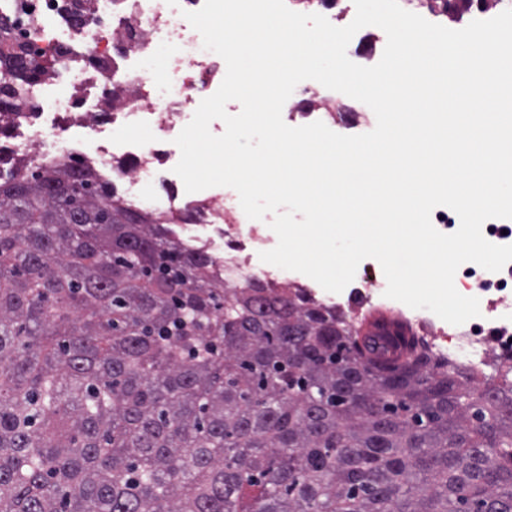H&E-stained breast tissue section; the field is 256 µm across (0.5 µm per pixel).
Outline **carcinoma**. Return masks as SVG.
Returning a JSON list of instances; mask_svg holds the SVG:
<instances>
[{"label": "carcinoma", "mask_w": 512, "mask_h": 512, "mask_svg": "<svg viewBox=\"0 0 512 512\" xmlns=\"http://www.w3.org/2000/svg\"><path fill=\"white\" fill-rule=\"evenodd\" d=\"M38 34L0 22L1 134ZM181 221L89 166L0 173V512H512V364L226 288Z\"/></svg>", "instance_id": "1"}]
</instances>
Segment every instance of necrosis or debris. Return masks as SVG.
Masks as SVG:
<instances>
[{"label": "necrosis or debris", "mask_w": 512, "mask_h": 512, "mask_svg": "<svg viewBox=\"0 0 512 512\" xmlns=\"http://www.w3.org/2000/svg\"><path fill=\"white\" fill-rule=\"evenodd\" d=\"M41 23L37 47L52 63L50 78L35 82L23 94V106L9 119L11 142L0 148V165L24 160L32 167L56 162L93 161L105 180L123 182L126 199L137 210L197 212V219L180 224L183 240L210 250L225 283L242 279L275 282L278 271L257 266L251 253L273 247V230H259L243 212L238 197H186L177 175H170L166 195L145 196L142 184L159 167H174L180 159L175 139L185 120L184 109L194 93H203L224 79L214 52L204 49L202 37L185 18L204 0H109L106 10L75 19L61 14L56 0H28ZM166 53L163 72L146 63ZM111 87L122 107L102 117L87 106L91 91ZM287 121L309 124L331 121L348 130L374 118L364 103L336 95L320 83L297 86L283 107ZM119 129L111 146L96 144L105 125ZM147 127L148 140L124 136V129ZM358 296L323 291L316 282L306 290L312 298L346 314L357 311L356 297L380 301L386 289L378 261L363 260L356 272ZM462 295L480 298L479 317L461 325L449 324L427 310L397 304L396 309L417 324L435 353L449 365L485 366L491 359L512 356V263L501 271L469 267L455 280Z\"/></svg>", "instance_id": "necrosis-or-debris-1"}]
</instances>
